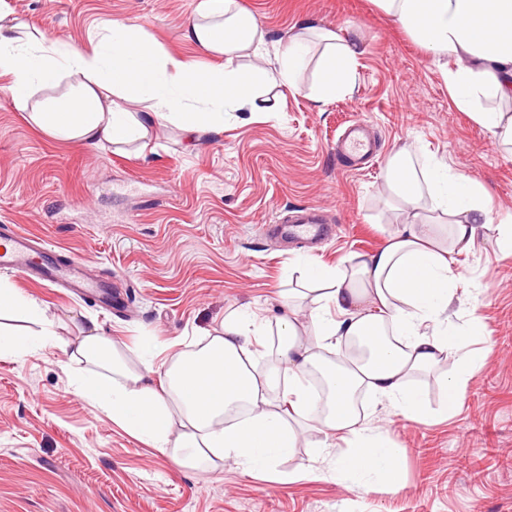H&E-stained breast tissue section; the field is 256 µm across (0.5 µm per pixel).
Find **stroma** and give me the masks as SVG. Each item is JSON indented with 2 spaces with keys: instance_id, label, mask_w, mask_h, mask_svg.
I'll list each match as a JSON object with an SVG mask.
<instances>
[{
  "instance_id": "stroma-1",
  "label": "stroma",
  "mask_w": 512,
  "mask_h": 512,
  "mask_svg": "<svg viewBox=\"0 0 512 512\" xmlns=\"http://www.w3.org/2000/svg\"><path fill=\"white\" fill-rule=\"evenodd\" d=\"M30 30L79 47L97 42L106 23L131 21L168 56L206 70L211 58L183 37L200 0H7ZM267 32L261 56L301 21L357 27L361 50L352 93L326 104L311 98L313 73L298 93H265L268 112L227 122L221 133L187 140L171 122L146 139L90 150L54 140L15 111L0 91V227L45 240L58 260L81 258L115 284L122 305L28 281L0 277L46 308L53 347L0 356V512H512V254L494 231L480 233L460 256L452 304L457 323L479 319L469 347L483 358L456 410H441V363L413 378L433 420L417 424L390 407L376 416L399 458L398 490L349 486L333 472L347 445L336 440L316 475L299 470L312 456L298 448L277 473L252 476L232 462L208 471L178 466L114 424L76 394L68 351L91 328L136 357L142 341L193 349L233 311L269 321L294 295L300 259L346 266L383 247L404 214L391 210L385 168L399 147L447 163L480 182L489 216L512 212V151L459 111L439 69L373 0H239ZM355 120L378 148L373 164L351 171L336 141ZM311 209L332 226L321 244L289 243L267 225ZM69 369H62V362Z\"/></svg>"
}]
</instances>
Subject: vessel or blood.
<instances>
[{
	"mask_svg": "<svg viewBox=\"0 0 512 512\" xmlns=\"http://www.w3.org/2000/svg\"><path fill=\"white\" fill-rule=\"evenodd\" d=\"M337 150L346 158L360 160L370 157L374 148L364 134L363 124L355 122L350 125L345 138L338 143ZM276 231L301 239L327 233L324 225L303 216L277 225ZM0 270L33 276L47 285L65 286L79 295L95 294L105 302L112 299L111 283L93 278L81 260L59 262L51 255L47 245L18 229L0 233Z\"/></svg>",
	"mask_w": 512,
	"mask_h": 512,
	"instance_id": "b4317fda",
	"label": "vessel or blood"
}]
</instances>
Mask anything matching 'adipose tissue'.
Wrapping results in <instances>:
<instances>
[{
  "label": "adipose tissue",
  "mask_w": 512,
  "mask_h": 512,
  "mask_svg": "<svg viewBox=\"0 0 512 512\" xmlns=\"http://www.w3.org/2000/svg\"><path fill=\"white\" fill-rule=\"evenodd\" d=\"M434 61L455 106L469 113L499 144L512 145V0H374ZM183 36L217 63L206 73L162 53L140 26L115 21L91 48L83 49L24 31L0 0V75L15 111L51 138L88 147L144 139L158 121L175 122L187 135L220 132L241 112H262V94L277 86L294 93L311 55V37L324 51L314 100L324 103L352 92L359 57L357 29L345 32L305 25L285 38L275 64L242 68L259 55L266 32L238 0H201ZM411 150L388 159L385 188L406 220L386 244L358 255L344 269L305 260L300 278L321 287L307 320L283 317L269 372L256 366L268 324L243 312L223 321L198 350L161 356L143 342L138 364L97 332L82 336L72 359L88 363L73 375L76 391L113 422L182 466L199 468L230 460L247 474L273 472L305 442L315 422L330 448L329 432H344L349 446L335 472L359 488L402 483L400 463L380 428L361 423L355 392L405 420L430 419L424 396L409 381L451 359L456 372L443 382L444 407L458 405L478 362L463 352L479 322L461 327L449 308L455 298L457 256L470 253L480 231L492 228L501 249L512 250V220L492 225L484 188L447 164L426 159L412 173ZM431 198L430 212L421 203ZM16 310L39 324L35 333L0 332V355H26L53 345V323L36 302L0 282V311ZM368 357L327 361L326 352L350 339ZM321 374L328 387L317 402L307 380Z\"/></svg>",
  "instance_id": "obj_1"
}]
</instances>
